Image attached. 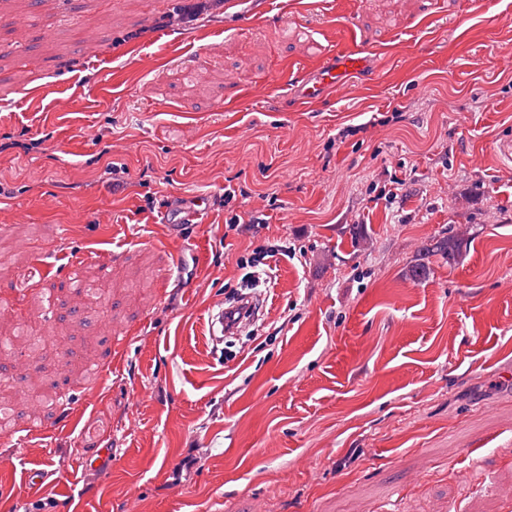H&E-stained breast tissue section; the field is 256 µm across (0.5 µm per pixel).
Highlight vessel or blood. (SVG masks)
Masks as SVG:
<instances>
[{
  "label": "vessel or blood",
  "mask_w": 512,
  "mask_h": 512,
  "mask_svg": "<svg viewBox=\"0 0 512 512\" xmlns=\"http://www.w3.org/2000/svg\"><path fill=\"white\" fill-rule=\"evenodd\" d=\"M372 73V60L362 49H347L338 54L335 60L318 66L297 80L298 99L305 103L321 99L329 91L345 84L351 76L365 77Z\"/></svg>",
  "instance_id": "vessel-or-blood-1"
}]
</instances>
